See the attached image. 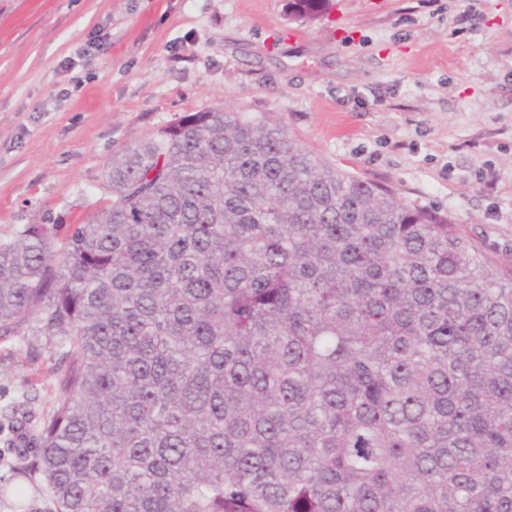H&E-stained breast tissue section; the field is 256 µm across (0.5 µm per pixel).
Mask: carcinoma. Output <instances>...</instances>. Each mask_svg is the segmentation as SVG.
I'll list each match as a JSON object with an SVG mask.
<instances>
[{"mask_svg":"<svg viewBox=\"0 0 512 512\" xmlns=\"http://www.w3.org/2000/svg\"><path fill=\"white\" fill-rule=\"evenodd\" d=\"M329 0H288L296 20ZM110 203L0 243V339L60 336L9 417L56 512H512V281L448 214L191 112Z\"/></svg>","mask_w":512,"mask_h":512,"instance_id":"carcinoma-1","label":"carcinoma"}]
</instances>
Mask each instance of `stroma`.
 <instances>
[{
    "label": "stroma",
    "mask_w": 512,
    "mask_h": 512,
    "mask_svg": "<svg viewBox=\"0 0 512 512\" xmlns=\"http://www.w3.org/2000/svg\"><path fill=\"white\" fill-rule=\"evenodd\" d=\"M216 107L448 214L512 276V0H333L305 21L288 0H0V242L84 222L113 152ZM60 353L0 340V414L29 394L51 413Z\"/></svg>",
    "instance_id": "stroma-1"
}]
</instances>
